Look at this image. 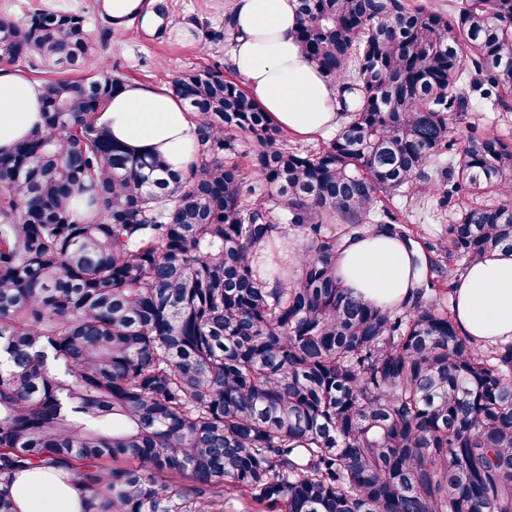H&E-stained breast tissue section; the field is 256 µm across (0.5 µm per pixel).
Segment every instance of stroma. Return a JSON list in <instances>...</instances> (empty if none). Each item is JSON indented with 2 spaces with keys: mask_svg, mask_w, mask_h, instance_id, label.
<instances>
[{
  "mask_svg": "<svg viewBox=\"0 0 512 512\" xmlns=\"http://www.w3.org/2000/svg\"><path fill=\"white\" fill-rule=\"evenodd\" d=\"M145 3L151 9L163 7L167 16L192 24L198 37L195 42L186 43L173 34H161L155 28L140 27L133 22L125 30L113 32L100 55L125 81L167 88L176 76L207 65L220 67L225 76L234 77L231 44L226 37L230 0H145ZM98 4L99 0H0V13L21 21L34 8L69 10L82 14L88 29L96 33L104 24ZM208 31L219 33V40L205 39ZM467 103L466 121L455 130L458 139H465L471 122L480 130L512 139V112L495 110L476 91L468 92ZM389 207L399 223L412 226L425 240L434 242L440 237L444 225L432 217L440 209L438 200H430L424 211L402 198L390 200Z\"/></svg>",
  "mask_w": 512,
  "mask_h": 512,
  "instance_id": "35a3bbf8",
  "label": "stroma"
}]
</instances>
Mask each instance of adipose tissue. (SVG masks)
Returning a JSON list of instances; mask_svg holds the SVG:
<instances>
[{
    "label": "adipose tissue",
    "mask_w": 512,
    "mask_h": 512,
    "mask_svg": "<svg viewBox=\"0 0 512 512\" xmlns=\"http://www.w3.org/2000/svg\"><path fill=\"white\" fill-rule=\"evenodd\" d=\"M229 19L232 67L267 117L301 136L334 130L336 93L296 39L298 0H232ZM42 97L38 83L0 69V154L42 127ZM99 123L125 152L160 156L171 171H187L193 160L198 124L183 101L165 89L124 83ZM336 265L355 295L370 304L401 306L416 286L406 243L379 226L347 241ZM453 310L462 335L512 341V253L496 249L469 267L454 290ZM50 481L37 469L15 482L11 493L21 512H79L78 491H49Z\"/></svg>",
    "instance_id": "ef3b65f1"
}]
</instances>
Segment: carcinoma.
<instances>
[{"instance_id": "1", "label": "carcinoma", "mask_w": 512, "mask_h": 512, "mask_svg": "<svg viewBox=\"0 0 512 512\" xmlns=\"http://www.w3.org/2000/svg\"><path fill=\"white\" fill-rule=\"evenodd\" d=\"M342 122L288 144L217 67L172 90L193 162L134 157L98 120L119 73L76 13L0 15V62L84 73L0 155V512L50 467L81 512H512V342L424 300L512 251V140L454 136L468 78L512 112V0H298ZM461 205L435 243L383 200ZM379 225L426 259L410 304L336 275ZM302 233L288 255V227Z\"/></svg>"}]
</instances>
